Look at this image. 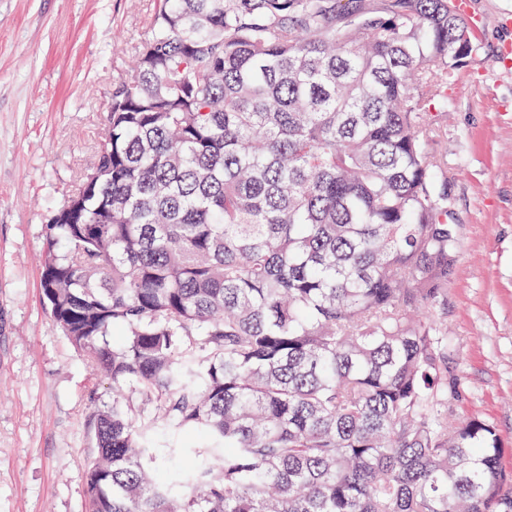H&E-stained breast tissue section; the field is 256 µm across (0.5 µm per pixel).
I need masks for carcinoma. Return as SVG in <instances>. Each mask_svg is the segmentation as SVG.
<instances>
[{
  "mask_svg": "<svg viewBox=\"0 0 512 512\" xmlns=\"http://www.w3.org/2000/svg\"><path fill=\"white\" fill-rule=\"evenodd\" d=\"M151 27L43 231L50 318L116 390L86 512H512L494 427L441 412L457 238L430 142L472 22L158 0Z\"/></svg>",
  "mask_w": 512,
  "mask_h": 512,
  "instance_id": "obj_1",
  "label": "carcinoma"
}]
</instances>
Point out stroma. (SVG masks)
<instances>
[{"mask_svg": "<svg viewBox=\"0 0 512 512\" xmlns=\"http://www.w3.org/2000/svg\"><path fill=\"white\" fill-rule=\"evenodd\" d=\"M440 144L459 250L440 313L449 421L493 426L512 475V0H474ZM155 0H0V512H84L92 407L112 399L53 324L43 227L96 151Z\"/></svg>", "mask_w": 512, "mask_h": 512, "instance_id": "1", "label": "stroma"}]
</instances>
